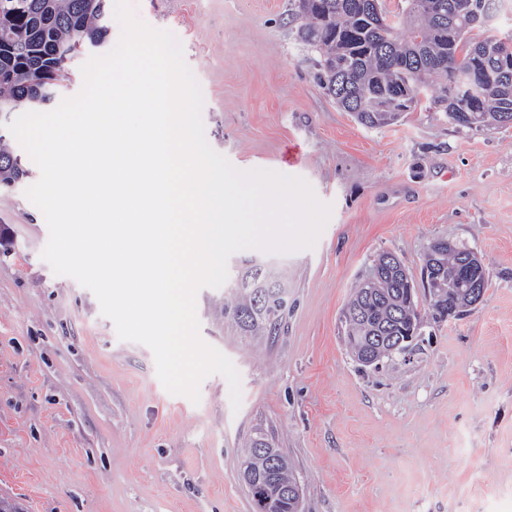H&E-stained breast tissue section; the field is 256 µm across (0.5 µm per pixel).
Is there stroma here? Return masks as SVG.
<instances>
[{
    "label": "stroma",
    "mask_w": 512,
    "mask_h": 512,
    "mask_svg": "<svg viewBox=\"0 0 512 512\" xmlns=\"http://www.w3.org/2000/svg\"><path fill=\"white\" fill-rule=\"evenodd\" d=\"M183 45L210 147L241 171L304 179L330 219L315 244L266 253L288 288L278 331L241 339L223 289L197 295L200 334L241 377L170 394L144 344L55 274L49 230L0 186V498L21 512H253L241 446L263 428L288 456L301 512H512V126L452 124L427 103L368 129L319 87L288 0H132ZM445 240L488 287L365 366L340 319L380 253L413 280Z\"/></svg>",
    "instance_id": "stroma-1"
}]
</instances>
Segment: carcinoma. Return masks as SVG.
I'll use <instances>...</instances> for the list:
<instances>
[{
    "label": "carcinoma",
    "instance_id": "1",
    "mask_svg": "<svg viewBox=\"0 0 512 512\" xmlns=\"http://www.w3.org/2000/svg\"><path fill=\"white\" fill-rule=\"evenodd\" d=\"M359 9L356 0H288V15L297 39L319 55L316 78L327 95L368 129L397 122L413 109L404 88L429 80L437 86V103L452 109L458 94V75L468 73L480 87L477 107L460 113L457 126L480 130L494 122L512 124V60L500 40L476 38L481 29V0H402L391 10L386 0ZM107 0H0V105L37 110L56 94L63 58L102 46L107 38ZM17 156L0 135V184L11 185L20 172ZM462 249L443 245L431 250L428 264L436 281L428 288L448 289V273L459 267ZM381 254L371 273L378 280L370 294L363 284L353 289L347 310L356 316V340L347 345L357 355L378 337L401 336L417 318L418 302L408 294L406 270L389 265ZM224 318L243 337L269 333L283 319L288 300L257 301L256 290L238 279L228 289ZM270 442L261 430L246 443L244 462L259 464L258 448ZM253 512H273L264 489H247Z\"/></svg>",
    "mask_w": 512,
    "mask_h": 512
}]
</instances>
